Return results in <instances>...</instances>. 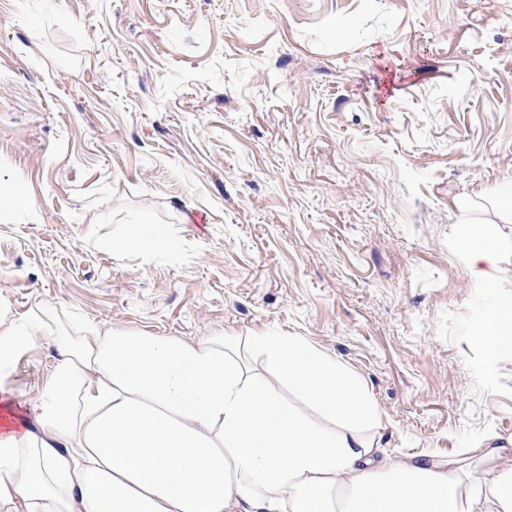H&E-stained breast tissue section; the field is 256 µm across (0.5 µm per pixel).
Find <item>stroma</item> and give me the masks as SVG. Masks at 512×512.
I'll return each mask as SVG.
<instances>
[{"label": "stroma", "mask_w": 512, "mask_h": 512, "mask_svg": "<svg viewBox=\"0 0 512 512\" xmlns=\"http://www.w3.org/2000/svg\"><path fill=\"white\" fill-rule=\"evenodd\" d=\"M357 19L362 37L326 22ZM512 180V0H0V307L71 335L300 336L382 455L512 434L454 205ZM133 224L154 251L115 252ZM44 341L11 381L37 397Z\"/></svg>", "instance_id": "1"}]
</instances>
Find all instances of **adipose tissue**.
Instances as JSON below:
<instances>
[{
	"label": "adipose tissue",
	"mask_w": 512,
	"mask_h": 512,
	"mask_svg": "<svg viewBox=\"0 0 512 512\" xmlns=\"http://www.w3.org/2000/svg\"><path fill=\"white\" fill-rule=\"evenodd\" d=\"M504 192L457 204L453 221L485 289L504 255L491 227L512 224ZM51 313L0 319V512H512V436L482 448L481 472L467 454L376 458L364 382L305 338L53 337ZM475 338L497 354L512 311L491 308ZM45 339L54 366L22 399L11 369Z\"/></svg>",
	"instance_id": "obj_1"
}]
</instances>
